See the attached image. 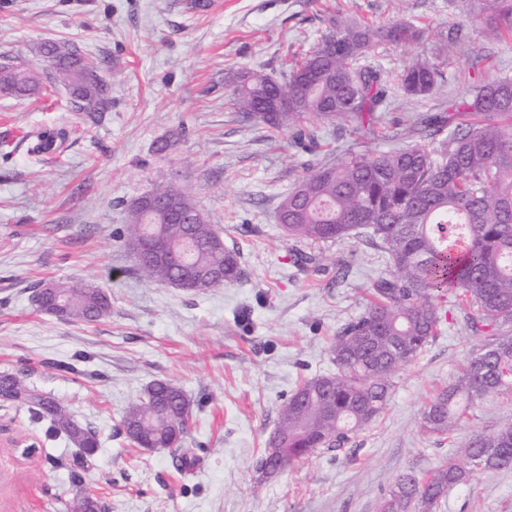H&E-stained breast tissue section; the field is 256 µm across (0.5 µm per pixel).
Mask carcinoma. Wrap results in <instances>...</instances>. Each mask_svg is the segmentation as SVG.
I'll return each instance as SVG.
<instances>
[{
  "label": "carcinoma",
  "mask_w": 512,
  "mask_h": 512,
  "mask_svg": "<svg viewBox=\"0 0 512 512\" xmlns=\"http://www.w3.org/2000/svg\"><path fill=\"white\" fill-rule=\"evenodd\" d=\"M485 20L484 33L512 35V0H472ZM422 33L405 22L358 24L327 19V32L295 56L284 80L247 69L234 79L233 104L247 123L291 132L295 142L317 141L304 126L350 119L356 139L376 138L378 116L388 95L382 73L362 61L385 44H408ZM46 80L71 92L66 109L78 115L108 109L101 67L66 42L40 48ZM437 66L416 59L401 74L399 88L412 97L431 93ZM32 77L14 60L0 62V90L23 95ZM415 140L379 151L350 145L336 160L303 175L282 199L278 216L288 240L313 245L343 242L363 233L388 256L389 269L369 289L367 310L345 323L330 346L336 373L302 380L278 408V423L258 462L270 449L291 463L321 449L342 448L384 409L398 373L441 332L440 301L450 294L464 311L467 329L481 338L455 381L422 413L427 434L457 429L470 405L512 389V78L469 86L461 100L429 115L413 128ZM151 194L171 201L187 224L133 205L118 231L129 246L152 234L181 250L187 274L174 264L137 258L135 271L184 292L232 285L243 276L240 252L221 246L224 236L190 195L158 185ZM66 301L37 290L38 309L64 322H92L111 314L112 298L88 283L56 282ZM0 407L25 408L50 435L79 450L81 466L97 452L96 431L53 396L9 372L0 373ZM192 403L175 384L156 380L143 400L123 413L118 434L130 443L179 448L175 465L193 468L200 457L185 447ZM464 451L430 475H401L389 490L383 512L428 509L476 471L512 468V427L475 433ZM65 512H104L97 498L81 496Z\"/></svg>",
  "instance_id": "obj_1"
}]
</instances>
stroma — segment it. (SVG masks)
<instances>
[{
  "label": "stroma",
  "instance_id": "stroma-1",
  "mask_svg": "<svg viewBox=\"0 0 512 512\" xmlns=\"http://www.w3.org/2000/svg\"><path fill=\"white\" fill-rule=\"evenodd\" d=\"M329 13L408 21L423 32L366 60L390 89L385 135L373 148L412 142V122L465 85L512 77V38L484 36L466 0H215L199 15L184 0H0V57L38 74L43 42L75 44L103 67L111 99L107 111L81 118L64 111L60 85L0 95V132H69L52 156L30 155L16 140L0 146V372L51 394L99 438L75 478L76 448L48 437L26 410L0 408V512H59L78 493L100 499L105 512H380L400 474L428 475L472 432L512 426L509 392L476 402L454 433L420 429L426 404L480 343L459 311L345 449L266 479L255 471L279 405L302 379L335 373L331 340L365 311L366 289L387 269L384 253L360 238L323 245L325 269L310 275L294 264L297 245L277 221L306 169L351 144V123L310 120L320 148L309 153L290 134L242 121L231 102L235 72L280 76L287 59L317 43ZM452 23L462 40L449 41ZM416 58L438 64L440 75L433 93L413 98L398 83ZM175 132L173 149L157 153ZM161 182L188 190L240 251L241 282L194 294L138 277L112 232ZM49 280L102 287L111 314L86 324L38 311L33 291ZM156 380L193 403L186 445L204 452L185 474L171 450L139 448L117 433L126 407ZM433 512H512V469L473 472Z\"/></svg>",
  "mask_w": 512,
  "mask_h": 512
}]
</instances>
